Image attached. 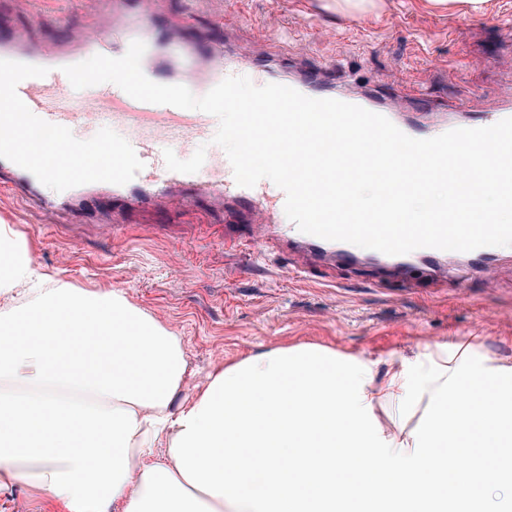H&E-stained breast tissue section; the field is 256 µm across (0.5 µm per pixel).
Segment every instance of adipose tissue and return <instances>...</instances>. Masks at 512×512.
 Returning <instances> with one entry per match:
<instances>
[{
  "instance_id": "obj_1",
  "label": "adipose tissue",
  "mask_w": 512,
  "mask_h": 512,
  "mask_svg": "<svg viewBox=\"0 0 512 512\" xmlns=\"http://www.w3.org/2000/svg\"><path fill=\"white\" fill-rule=\"evenodd\" d=\"M0 227V492L25 482L63 512H404L484 501L512 417V378L426 385L320 346L280 347L217 367L186 406L180 340L119 293L36 276ZM423 405V448L396 443L373 415L380 397ZM165 445L156 457L157 445ZM458 448L461 468L439 471Z\"/></svg>"
}]
</instances>
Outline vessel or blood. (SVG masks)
Listing matches in <instances>:
<instances>
[{"instance_id": "obj_1", "label": "vessel or blood", "mask_w": 512, "mask_h": 512, "mask_svg": "<svg viewBox=\"0 0 512 512\" xmlns=\"http://www.w3.org/2000/svg\"><path fill=\"white\" fill-rule=\"evenodd\" d=\"M92 12L109 13L112 20L104 25L95 19L70 29L58 50L44 48L20 30L0 32V186L51 217L84 210L101 194L122 209L163 204L185 208L201 198L214 199L222 202L228 216L248 218L238 233L225 235V243L250 240L331 263L373 262L388 268L406 286L414 275L428 272L434 287H443L439 270L447 251L420 248L386 255L302 233L285 215L284 191L267 179L251 188L237 185L226 155L207 156L194 174L168 170L164 149L178 152L210 140L218 128L217 118L138 101L112 83L74 89L64 66L97 54L123 56L132 41L140 40L146 45L141 67L150 80L185 85L199 97L230 76L248 77L257 86L270 83L271 77L262 65L230 56L223 43L186 41L188 15L156 28L148 0H94ZM335 83V76L317 70L288 81L289 87L306 96L337 98L381 114L417 139L438 136L460 124L485 127L512 117L511 105L460 124L429 110L414 119L404 110V95L374 99L340 94ZM91 125L105 130V137L90 145L74 138L76 128ZM45 183L54 186L55 196L42 194Z\"/></svg>"}]
</instances>
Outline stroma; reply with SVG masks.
Wrapping results in <instances>:
<instances>
[{"instance_id": "stroma-1", "label": "stroma", "mask_w": 512, "mask_h": 512, "mask_svg": "<svg viewBox=\"0 0 512 512\" xmlns=\"http://www.w3.org/2000/svg\"><path fill=\"white\" fill-rule=\"evenodd\" d=\"M165 15L190 10L198 29L226 40L241 57L262 55L272 73L287 60L344 72L355 90L403 82L422 102L476 112L512 101V0H489L479 14L384 0L363 17L335 0H160ZM88 20L82 0H0V24L57 44ZM51 223L0 190V225L29 251L35 273L84 290L117 292L179 336L189 399L219 365L283 346L319 345L365 361L373 386L395 367L420 377L437 348L448 376L512 369V258L477 264L447 289L419 281L405 290L367 266H329L303 282L295 254L270 252L249 263L224 249V210L202 200L188 211L127 212L129 230Z\"/></svg>"}]
</instances>
